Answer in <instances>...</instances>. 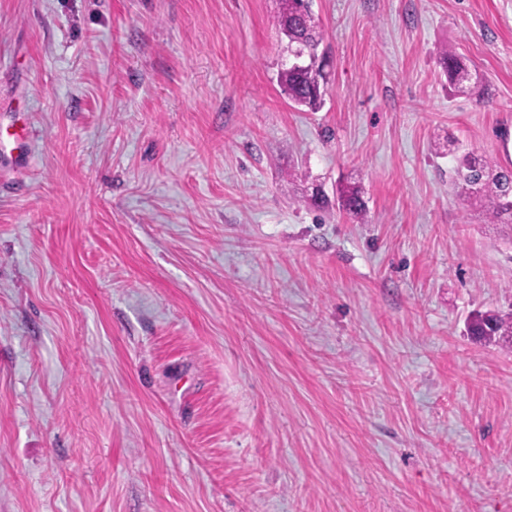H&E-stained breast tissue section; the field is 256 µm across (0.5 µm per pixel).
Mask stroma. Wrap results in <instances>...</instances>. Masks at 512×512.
<instances>
[{"label": "stroma", "instance_id": "obj_1", "mask_svg": "<svg viewBox=\"0 0 512 512\" xmlns=\"http://www.w3.org/2000/svg\"><path fill=\"white\" fill-rule=\"evenodd\" d=\"M311 9L305 112L276 0H0V512H512V222L437 150L503 159L512 0ZM440 64L448 82L459 92L473 96L477 102H484L490 96L484 79L477 72L469 79L461 78V73L471 72L468 66L453 50L444 47L440 52ZM278 81L294 104L311 112H316L323 106V85H319L309 71L285 67L279 72ZM472 336L488 343L509 345L512 336V310L489 311L472 317L468 325Z\"/></svg>", "mask_w": 512, "mask_h": 512}]
</instances>
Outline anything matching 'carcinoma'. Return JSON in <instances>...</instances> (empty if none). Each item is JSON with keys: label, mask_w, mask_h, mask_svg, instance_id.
<instances>
[{"label": "carcinoma", "mask_w": 512, "mask_h": 512, "mask_svg": "<svg viewBox=\"0 0 512 512\" xmlns=\"http://www.w3.org/2000/svg\"><path fill=\"white\" fill-rule=\"evenodd\" d=\"M301 5L302 0H279L280 29L282 33L288 34V42H293V37L299 36L306 39L307 48L316 49L322 43L319 24L315 22L307 27L302 25ZM440 64L454 89L474 97L478 102L489 97V89L480 74L476 73L468 79L461 78V74L469 71V68L454 50L443 48ZM278 81L294 104L311 112L323 106V86L317 83L309 71L285 67L279 72ZM455 175L456 188L483 208L489 223L497 224L504 215H512V169L493 159H480L466 154L459 159ZM337 202L355 216H361L366 211L360 190L354 187L342 191ZM469 331L484 342L507 346L512 336V311L478 313L470 320Z\"/></svg>", "instance_id": "cac0c4a2"}]
</instances>
